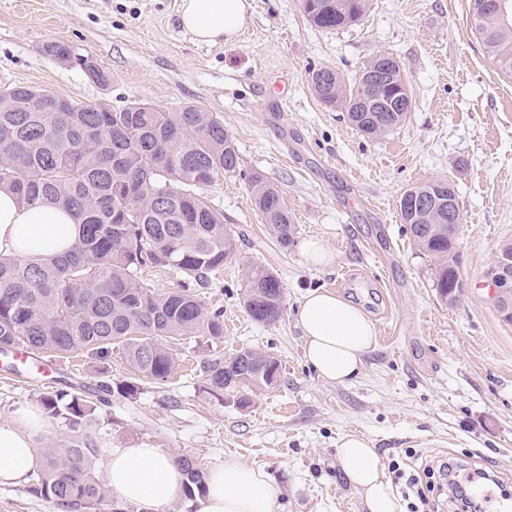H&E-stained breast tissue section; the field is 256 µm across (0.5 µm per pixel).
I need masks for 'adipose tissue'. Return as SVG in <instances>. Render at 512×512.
Segmentation results:
<instances>
[{"instance_id": "ef3b65f1", "label": "adipose tissue", "mask_w": 512, "mask_h": 512, "mask_svg": "<svg viewBox=\"0 0 512 512\" xmlns=\"http://www.w3.org/2000/svg\"><path fill=\"white\" fill-rule=\"evenodd\" d=\"M248 8V0H181L179 20L198 41L229 43ZM79 235L80 227L68 213L50 204L22 206L11 189L0 188V256L47 260L71 249ZM297 322L306 337V359L320 377L343 383L359 376L376 336L361 308L318 289L300 302ZM47 426L43 410L32 404L21 405L0 423V485L21 483L41 467L37 440ZM338 464L366 512H402L385 464L367 442L346 437ZM103 468L107 486L124 502L170 512L183 496L186 476L175 455L164 449L114 448ZM204 483L198 512H279V488L263 468L237 457L209 466Z\"/></svg>"}]
</instances>
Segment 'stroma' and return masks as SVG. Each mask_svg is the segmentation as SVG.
Listing matches in <instances>:
<instances>
[{"instance_id": "stroma-1", "label": "stroma", "mask_w": 512, "mask_h": 512, "mask_svg": "<svg viewBox=\"0 0 512 512\" xmlns=\"http://www.w3.org/2000/svg\"><path fill=\"white\" fill-rule=\"evenodd\" d=\"M239 36L203 45L179 21L181 0H0V90L34 86L83 104L124 108L142 101L177 112H214L237 143L240 170L206 194L237 244L232 261L193 292L209 310L234 317L219 350L274 356L277 382L242 397L204 392L210 351L191 336L172 339L167 381L113 394L87 431L100 450L156 446L200 468L235 454L261 467L281 491L279 512H364L337 463L345 437L376 448L385 463L415 474L452 455L464 475L497 470L503 481L471 489L482 512H504L512 492V324L495 307L489 272L512 241V78L497 70L470 31L468 0H370L357 25L314 27L299 0H249ZM65 43L108 72L102 87L76 64L45 54ZM396 58L412 97L397 129L362 136L343 109L321 103L310 73L331 66L353 81L380 52ZM258 173L283 193L293 218L281 247L255 209ZM448 180L462 222L456 252L465 288L443 301L436 261L414 244L399 214L402 193ZM316 237L330 267L308 266L299 245ZM272 271L284 311L273 324L243 305L247 273ZM361 307L376 344L353 381L320 378L304 358L296 311L310 291ZM121 346L102 361L55 359L43 373L0 354V422L24 403L72 384L129 381ZM0 512H55L32 482L0 486Z\"/></svg>"}]
</instances>
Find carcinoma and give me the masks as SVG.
<instances>
[{
    "instance_id": "obj_1",
    "label": "carcinoma",
    "mask_w": 512,
    "mask_h": 512,
    "mask_svg": "<svg viewBox=\"0 0 512 512\" xmlns=\"http://www.w3.org/2000/svg\"><path fill=\"white\" fill-rule=\"evenodd\" d=\"M367 2L300 0L309 21L329 31L359 21ZM468 2L472 32L496 68L512 77V0ZM45 51L70 53L95 83L110 81L102 67L91 70L93 57L68 45L48 44ZM310 84L324 105L345 109L348 120L368 137L406 120L405 111L385 121L377 112L353 111L357 98L383 91L369 90L359 79L349 88L332 67L312 71ZM54 98L27 86L0 90V187L11 188L24 205L53 204L70 212L82 234L71 251L49 262L0 258V347L103 359L120 345L136 375L165 381L176 364L170 339L189 335L217 343L224 338V315L207 310L184 288L151 290L137 273L147 265L168 267L203 286L211 272L233 259L235 238L204 189L220 175L237 173L236 141L214 113L194 105L167 112L138 101L120 110L73 101L70 111L57 112ZM123 183L136 192L130 203L112 195V186ZM248 183L262 220L288 247L292 220L281 191L257 173ZM400 217L413 242L436 259L440 297L458 293L461 276L446 213L402 212ZM243 304L254 320L277 321L284 310L277 276L252 268ZM251 358L262 371L239 380L224 376V360L206 361L208 392L273 386L276 359L254 350ZM114 390L133 396L138 385L128 381L114 388L104 381L91 392L66 390L40 398L44 413L69 432L44 450L36 486L57 512H114L109 489L92 472L100 448L85 432ZM178 462L186 475L184 497L194 500L203 493V472L188 457Z\"/></svg>"
}]
</instances>
